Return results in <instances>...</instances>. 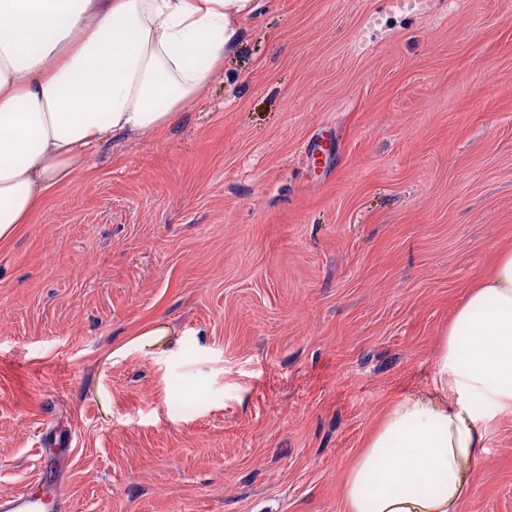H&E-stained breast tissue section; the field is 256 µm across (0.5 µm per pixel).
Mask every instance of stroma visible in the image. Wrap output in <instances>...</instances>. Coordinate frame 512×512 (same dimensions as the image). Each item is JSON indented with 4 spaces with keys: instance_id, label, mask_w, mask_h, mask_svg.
Returning <instances> with one entry per match:
<instances>
[{
    "instance_id": "obj_1",
    "label": "stroma",
    "mask_w": 512,
    "mask_h": 512,
    "mask_svg": "<svg viewBox=\"0 0 512 512\" xmlns=\"http://www.w3.org/2000/svg\"><path fill=\"white\" fill-rule=\"evenodd\" d=\"M242 29L176 125L0 243V496L43 439L69 512H345L512 248V0H266ZM476 416L460 512H512V410Z\"/></svg>"
}]
</instances>
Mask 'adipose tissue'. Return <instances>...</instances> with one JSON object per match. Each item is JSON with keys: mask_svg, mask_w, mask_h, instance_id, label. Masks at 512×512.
Returning a JSON list of instances; mask_svg holds the SVG:
<instances>
[{"mask_svg": "<svg viewBox=\"0 0 512 512\" xmlns=\"http://www.w3.org/2000/svg\"><path fill=\"white\" fill-rule=\"evenodd\" d=\"M262 0H0V242L95 147L177 123L240 47ZM439 379L395 402L342 486L345 512H458L485 432L512 410V249L443 332Z\"/></svg>", "mask_w": 512, "mask_h": 512, "instance_id": "ef3b65f1", "label": "adipose tissue"}]
</instances>
